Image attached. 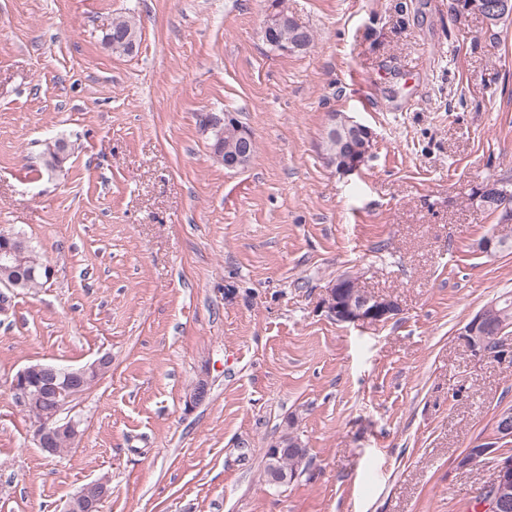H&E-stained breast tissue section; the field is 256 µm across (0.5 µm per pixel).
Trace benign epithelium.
<instances>
[{"mask_svg": "<svg viewBox=\"0 0 512 512\" xmlns=\"http://www.w3.org/2000/svg\"><path fill=\"white\" fill-rule=\"evenodd\" d=\"M458 8L465 13L480 15L490 27L496 23L503 8V3L493 0H468L458 2ZM262 33L266 43L281 55H292L309 47L306 30L297 26L288 13L273 5L267 9L263 21ZM205 133L224 128V145L217 157L224 163V168L237 171L246 168L252 161V133L243 127L238 119L230 112H207L203 114ZM325 138L336 141L339 146L338 161L341 162L339 173L348 174L357 170L365 161L373 144V133L365 125L357 123L346 116L334 114L331 123L325 131ZM494 190L499 197L512 196V187L505 181H488L475 193L474 200L484 208L486 203L482 198L484 192ZM512 246V235L502 236L493 234L483 238L478 243V249L490 256L505 251ZM498 302H493L480 309L466 324L462 333L466 345L473 351L494 353L499 351L505 330H496L494 319L498 316ZM323 307L329 316L338 322L361 323L378 325L390 320L398 314V303L384 295L367 293L358 288L356 279L343 276L327 289L323 299ZM110 362V357L104 355L96 361L82 367H67L54 363H43L41 370L44 387L42 395L49 397L56 393L66 394L80 390L86 383L96 377L98 371ZM11 391L17 404L27 411L34 405L38 395L29 392L25 384L18 381L11 383ZM79 422L69 419L65 422L57 420V414L45 410L35 420L34 439L44 453L52 452L57 437L67 431L79 435ZM512 439V413L505 412L499 417V425L494 435V441L477 449L473 455L463 457L460 466L466 467L479 458L493 452L496 444ZM492 495L486 501L487 512H512V458L506 457L497 462L496 476L487 485ZM85 489H92L96 496L84 501L85 512H101V506L108 495L103 481L88 483Z\"/></svg>", "mask_w": 512, "mask_h": 512, "instance_id": "7a95c632", "label": "benign epithelium"}]
</instances>
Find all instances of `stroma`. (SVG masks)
Masks as SVG:
<instances>
[{
    "mask_svg": "<svg viewBox=\"0 0 512 512\" xmlns=\"http://www.w3.org/2000/svg\"><path fill=\"white\" fill-rule=\"evenodd\" d=\"M453 3L283 0L314 35L285 56L265 0H0V232L53 269L0 292V512H63L102 477V512H475L495 464L459 461L512 406V361L461 338L512 294L474 200L512 179V17ZM118 16L132 53L102 40ZM222 110L256 143L237 172L199 126ZM335 113L375 133L345 175L322 155ZM344 275L398 315L329 317ZM105 354L66 406L79 438L44 454L11 379ZM289 433L309 466L266 485Z\"/></svg>",
    "mask_w": 512,
    "mask_h": 512,
    "instance_id": "1",
    "label": "stroma"
}]
</instances>
